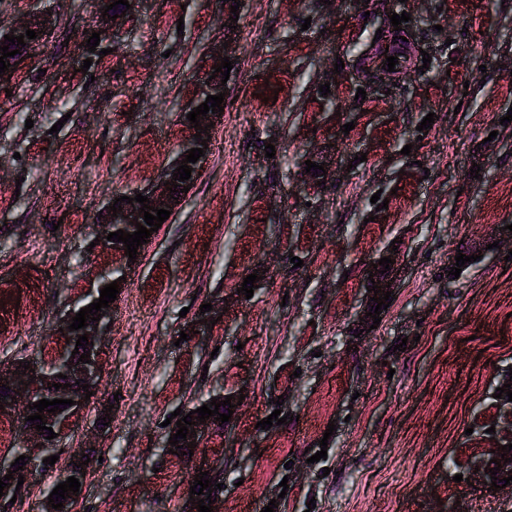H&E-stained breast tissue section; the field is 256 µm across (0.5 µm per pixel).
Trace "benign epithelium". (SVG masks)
<instances>
[{
  "label": "benign epithelium",
  "mask_w": 512,
  "mask_h": 512,
  "mask_svg": "<svg viewBox=\"0 0 512 512\" xmlns=\"http://www.w3.org/2000/svg\"><path fill=\"white\" fill-rule=\"evenodd\" d=\"M31 29L36 32L37 38L35 39H24V54H32L40 49L47 46L52 31V20L50 16L46 14H33L26 18H23L13 24V28L7 31L8 35L18 36L20 34H26V30ZM379 61H373L367 64V67L357 71L356 81L360 85L374 83L378 86L390 87L392 82L396 81V75L390 72L380 73L377 71ZM176 172V165L172 164L167 167L162 176L160 177L157 184L148 192L145 196L149 198L148 205L153 206L157 209H175L177 207V198L170 197V192L166 190L164 183L172 181V175ZM122 211L118 212L117 216L106 215V223L129 225V222L134 217L143 216L141 212V205L138 202H132L130 204H121ZM105 317H100L99 322L93 323L88 322V326L78 331H72L67 333L69 336V343H74L78 340V337L83 334H88V341L90 344L87 345V349L81 350V353H90V362L82 364L78 362V359L71 357L70 348H65L60 351L51 364L47 367L39 366L37 363H30V371L24 373L20 369H14V375L16 378L23 380L28 383L29 387V398H34L38 394H46L50 392L48 384L56 382L58 375H69L74 379L80 381V384H95V381L100 372L99 366V351L98 345L102 336V328L104 325ZM35 376L34 382H29L30 376ZM78 384V385H80ZM78 385L74 384L62 393L63 398L72 399L76 401V404L67 407L63 412H43L42 418L46 422V426L53 429L54 432L61 434L70 427L72 422L79 416L82 409L86 405L85 392L78 389ZM192 421L198 423L195 427V433L192 437L186 438V440L179 441L181 448H186L187 443L192 442L196 445H201L209 433L212 432L211 420L206 422H199L198 415L192 416ZM25 442L24 452L33 459L43 461L44 458L51 456L55 453V440L46 439L48 431L38 432L35 429V424L31 423L25 427ZM498 447L495 448V453L492 457L496 458L497 461L501 462V468L511 469L512 468V450L505 453L501 451V447L504 445L512 444V422L508 423L507 426L503 427L498 432L497 439ZM507 454L510 461H505L501 458V454ZM17 455H12L10 459L5 460L0 456V478L4 477L8 472H13V479L9 480L8 487L4 488L3 493L8 495L14 492L15 487L18 483L19 475H28L33 472L32 468L25 469L22 473L15 472V467L11 466V463L15 462Z\"/></svg>",
  "instance_id": "obj_1"
}]
</instances>
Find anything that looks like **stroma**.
I'll return each mask as SVG.
<instances>
[{
	"instance_id": "stroma-1",
	"label": "stroma",
	"mask_w": 512,
	"mask_h": 512,
	"mask_svg": "<svg viewBox=\"0 0 512 512\" xmlns=\"http://www.w3.org/2000/svg\"><path fill=\"white\" fill-rule=\"evenodd\" d=\"M389 7L417 18L431 63L360 103L353 72ZM33 13L53 18L47 48L0 77V370L65 346L63 318L116 268L99 211L174 162L207 53L227 44L233 67L214 149L112 304L94 396L58 461L0 506L41 512L91 449L74 512H185L196 462L213 459L223 512H512L453 465L488 461L507 420L492 394L512 367V0H141L113 32L100 0H0V32ZM91 32L107 54L84 74L71 61ZM320 159L335 179L304 180ZM463 247L477 261L448 275ZM387 255L394 297L359 332L367 270ZM205 303L226 310L181 340ZM239 391L193 460L167 453L172 412ZM277 409L291 421L258 429ZM323 438L326 461L307 463Z\"/></svg>"
}]
</instances>
